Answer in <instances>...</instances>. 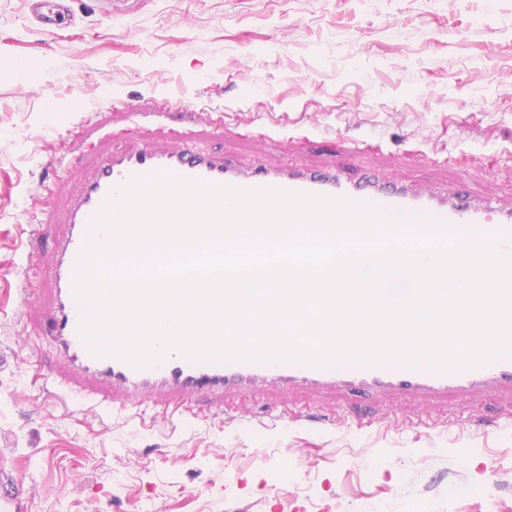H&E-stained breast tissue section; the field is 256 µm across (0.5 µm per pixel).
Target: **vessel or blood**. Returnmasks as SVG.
<instances>
[{
	"label": "vessel or blood",
	"instance_id": "obj_1",
	"mask_svg": "<svg viewBox=\"0 0 512 512\" xmlns=\"http://www.w3.org/2000/svg\"><path fill=\"white\" fill-rule=\"evenodd\" d=\"M70 0H30L36 25L52 32L70 21ZM335 153L332 163L309 167L290 163L279 168L263 165L248 169L226 161L223 153L202 150L195 141L160 148L151 143L121 153L97 149L74 195L67 199L65 217L42 210L39 221L56 223L64 219L66 229L55 238L50 251V277L39 308L38 324L57 357L52 378L66 388L91 397L97 410L114 403H129L151 395L157 405L179 410L199 397L224 400L262 386H276L291 392H345L387 394L399 399L438 400L448 397L475 399L488 393L512 397V353H503L474 367L437 373L424 366L412 367L396 361L354 363L340 360L330 366L280 360H244L217 357L192 360L179 354L162 361L136 366L98 346L81 333L90 307L74 292L75 265L91 238L106 199L131 178L156 171L237 189L274 188L294 193L343 199L362 204L388 218L408 220L427 217L460 229L492 233L512 231V207L491 197L474 193L467 184L431 187L391 179L378 170L354 169L357 144L339 137L329 138ZM40 236H33L27 254L18 267L19 313L28 316L33 305L27 299L28 277L40 257ZM26 499L10 474L0 470V512H24Z\"/></svg>",
	"mask_w": 512,
	"mask_h": 512
}]
</instances>
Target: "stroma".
Returning <instances> with one entry per match:
<instances>
[{"label":"stroma","mask_w":512,"mask_h":512,"mask_svg":"<svg viewBox=\"0 0 512 512\" xmlns=\"http://www.w3.org/2000/svg\"><path fill=\"white\" fill-rule=\"evenodd\" d=\"M46 33L0 0V466L26 512H512V411L272 386L169 419L151 399L101 415L47 377L16 316V265L99 143L194 137L240 167L330 163L322 138L401 180L469 177L512 204V0H71ZM475 494L449 498L451 486Z\"/></svg>","instance_id":"35a3bbf8"}]
</instances>
